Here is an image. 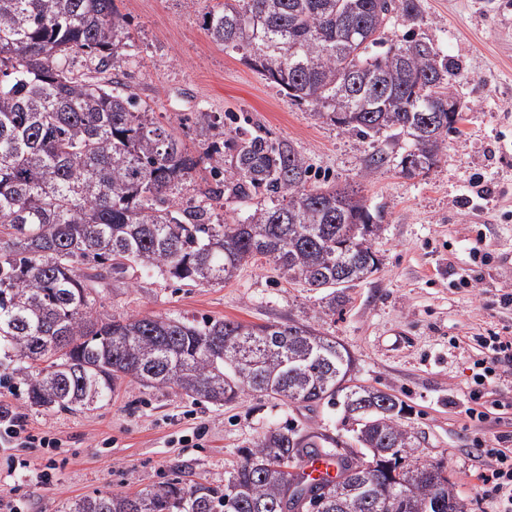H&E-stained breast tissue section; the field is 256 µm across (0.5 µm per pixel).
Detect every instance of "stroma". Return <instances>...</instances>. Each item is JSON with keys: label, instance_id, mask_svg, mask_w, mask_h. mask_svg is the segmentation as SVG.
<instances>
[{"label": "stroma", "instance_id": "35a3bbf8", "mask_svg": "<svg viewBox=\"0 0 512 512\" xmlns=\"http://www.w3.org/2000/svg\"><path fill=\"white\" fill-rule=\"evenodd\" d=\"M217 0H116L128 21V89L156 119L204 152L244 130L291 143L312 182L360 183L382 232L374 242L379 269L351 285L336 315L323 314L318 292L288 280L272 262L244 264L224 284L179 282L127 265L99 289L95 318L167 315L188 320L311 326L336 337L355 358V383L392 394L405 406L402 425L417 457L443 463L466 512H493L477 475L490 463L481 444L512 441V361L497 366L481 408L470 420L480 336L512 337V0H417V23L393 17L388 41L429 43L453 68L450 81L464 105L461 135L429 171L406 176V141L368 140L297 106L279 88L216 44L203 17ZM207 114L215 139L188 123ZM389 155L372 176L373 148ZM481 244L480 255L471 252ZM23 384L0 386V405L51 432L61 448L0 447V496L19 497L25 512H65L96 492L127 494L181 476L220 486L245 450L269 430L293 426L352 442L337 406H311L247 396L216 405L170 388L122 384L110 401L77 413L27 404ZM199 441H192L194 431ZM28 460L8 470L5 456ZM53 468L50 482L35 479Z\"/></svg>", "mask_w": 512, "mask_h": 512}]
</instances>
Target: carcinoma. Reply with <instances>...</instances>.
Segmentation results:
<instances>
[{
  "mask_svg": "<svg viewBox=\"0 0 512 512\" xmlns=\"http://www.w3.org/2000/svg\"><path fill=\"white\" fill-rule=\"evenodd\" d=\"M397 12L416 0H224L207 13L213 41L241 53L294 104L364 138L387 134L413 150L407 172L432 168L459 133L462 104L448 60L404 39L383 52ZM115 0H0V379L34 370L30 405L76 412L124 382L175 387L222 404L247 395L341 405L360 450L290 426L269 431L224 488L176 477L134 494L86 495L70 512H464L448 472L413 455L402 403L353 383L354 359L310 327L168 316L100 323L98 284L133 263L177 281L220 284L263 257L289 279L326 292L336 313L348 284L377 270L381 231L355 190L309 184L291 143L243 132L231 165L195 154L133 93L70 76L72 54L118 71L127 45ZM240 198L279 196L245 220L177 196L200 165ZM336 456L334 481L305 485L303 455ZM364 486L347 491L350 480Z\"/></svg>",
  "mask_w": 512,
  "mask_h": 512,
  "instance_id": "carcinoma-1",
  "label": "carcinoma"
}]
</instances>
